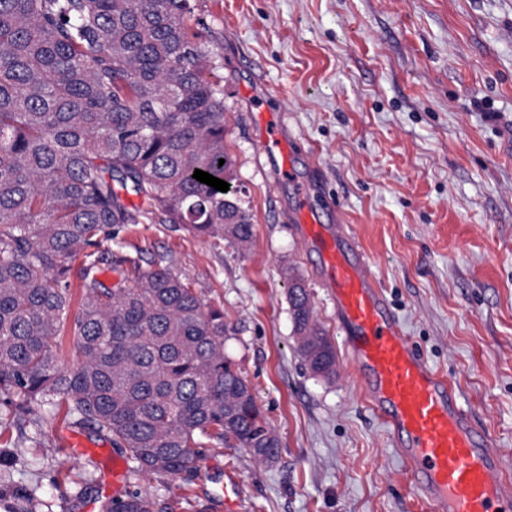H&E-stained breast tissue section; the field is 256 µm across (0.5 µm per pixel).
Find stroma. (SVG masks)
<instances>
[{"mask_svg":"<svg viewBox=\"0 0 512 512\" xmlns=\"http://www.w3.org/2000/svg\"><path fill=\"white\" fill-rule=\"evenodd\" d=\"M223 57L224 143L248 190L246 248L173 224H129L103 246L104 279L169 266L223 308L224 343L275 429L279 457L205 447L187 480L124 475L174 512H426L392 436L365 404L333 306L270 173L260 107L288 114L308 200L341 208L415 349L456 383L512 476V0H197ZM303 277L337 344L336 375L306 370L289 275ZM103 441L50 410L0 417V494L38 512H103Z\"/></svg>","mask_w":512,"mask_h":512,"instance_id":"35a3bbf8","label":"stroma"}]
</instances>
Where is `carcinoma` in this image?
Returning <instances> with one entry per match:
<instances>
[{
	"mask_svg": "<svg viewBox=\"0 0 512 512\" xmlns=\"http://www.w3.org/2000/svg\"><path fill=\"white\" fill-rule=\"evenodd\" d=\"M195 10V0H0V412L63 409L122 449L136 476L194 472L205 439L266 463L280 448L224 353L223 309L160 264L133 286L98 277L112 267L103 242L127 224L252 239L224 145V85L212 80L221 56L191 31ZM197 169L229 190L192 178ZM289 303L306 369L334 376L336 349L303 278L290 279ZM105 512L164 510L136 492Z\"/></svg>",
	"mask_w": 512,
	"mask_h": 512,
	"instance_id": "cac0c4a2",
	"label": "carcinoma"
}]
</instances>
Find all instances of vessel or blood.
Instances as JSON below:
<instances>
[{"mask_svg": "<svg viewBox=\"0 0 512 512\" xmlns=\"http://www.w3.org/2000/svg\"><path fill=\"white\" fill-rule=\"evenodd\" d=\"M287 122L281 113L261 123L262 145L277 150L284 175L294 165L281 133ZM292 220L317 256L364 401L392 436L416 497L428 512H512V478L491 436L475 425L455 384L405 336L358 241H346L305 203Z\"/></svg>", "mask_w": 512, "mask_h": 512, "instance_id": "vessel-or-blood-1", "label": "vessel or blood"}]
</instances>
